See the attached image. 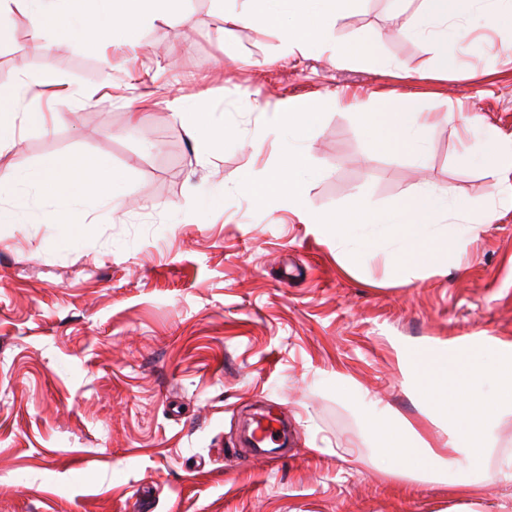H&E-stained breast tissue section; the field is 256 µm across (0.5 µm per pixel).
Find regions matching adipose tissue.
Segmentation results:
<instances>
[{
	"label": "adipose tissue",
	"instance_id": "obj_1",
	"mask_svg": "<svg viewBox=\"0 0 512 512\" xmlns=\"http://www.w3.org/2000/svg\"><path fill=\"white\" fill-rule=\"evenodd\" d=\"M422 2L414 34L444 44L448 41L449 22L473 13L486 0ZM354 3L355 0H250L247 10L228 14L224 21L233 26H276L282 50L287 54L316 48L338 61L367 58L373 51L374 37L347 42L334 32L342 13ZM164 7L165 0H0V41L9 37L13 15L19 12L30 21L34 50L48 48L44 31L48 20L55 17L66 20L69 37L85 47H96L126 35L144 20L147 12ZM47 91L66 96L71 93L63 80L49 72L19 77L11 86L0 89V156L14 147L17 124L44 122L42 112L24 108L23 102ZM354 118L370 132L369 154L398 151L423 159L432 123L411 106L378 99L355 113ZM454 121L479 144L478 149L469 151V160L480 165L512 160V141H501L493 127L475 125L463 113L456 115ZM109 175V162L101 156L83 170L52 158L32 173L13 167L1 170L0 192L31 178L51 191L59 207L66 208L76 197L99 193ZM405 357L410 386L424 404L437 440L429 442L407 420H398L397 426L412 441L408 455L423 461L426 476L441 479L461 470L467 460L473 421L493 423L512 400L502 389L506 379L512 377V341L495 336L465 337L409 350Z\"/></svg>",
	"mask_w": 512,
	"mask_h": 512
}]
</instances>
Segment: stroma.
<instances>
[{
  "instance_id": "35a3bbf8",
  "label": "stroma",
  "mask_w": 512,
  "mask_h": 512,
  "mask_svg": "<svg viewBox=\"0 0 512 512\" xmlns=\"http://www.w3.org/2000/svg\"><path fill=\"white\" fill-rule=\"evenodd\" d=\"M244 0H179L127 41L89 51L52 35L28 48L15 14L0 46V86L56 72L73 89L111 86L87 101L44 95L46 121L17 132L0 166L34 171L47 158L108 156L103 193L71 208L74 235L46 223L53 196L28 182L0 195L27 206L0 223V512H440L442 485L394 476L397 462L369 428L381 401L434 430L408 387L412 342L466 336L512 340V168L467 162L462 111L512 140V23L470 15L467 41L449 42L457 71L437 70L431 40L390 39L412 27L421 0H357L337 22L348 41L379 34L380 63L311 52L284 58L275 29L229 27ZM339 97L312 130L316 177L306 196L331 212L354 198L384 208L436 193L455 208L497 203L447 264L406 283L383 258L344 269L336 246L287 206L257 208L237 194L250 171L274 168L283 141L251 138L268 113ZM410 101L439 117L424 162L368 156L355 105ZM195 102L233 129L201 153L172 116ZM226 188L221 204L199 200ZM288 445L259 452L242 426L265 409Z\"/></svg>"
}]
</instances>
